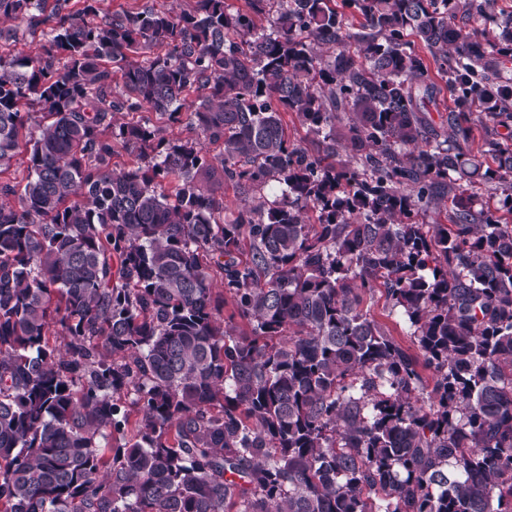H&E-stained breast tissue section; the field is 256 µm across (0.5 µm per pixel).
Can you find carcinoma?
I'll return each instance as SVG.
<instances>
[{"label":"carcinoma","mask_w":512,"mask_h":512,"mask_svg":"<svg viewBox=\"0 0 512 512\" xmlns=\"http://www.w3.org/2000/svg\"><path fill=\"white\" fill-rule=\"evenodd\" d=\"M68 2L0 0V512H512V13ZM100 17L111 16L114 13L123 11L136 12L144 7H154L158 10H168L174 8L175 11H181L190 8L194 0H101ZM284 123L287 125L288 135L296 143L314 153L316 146L312 142V137L308 135L306 128L301 125L295 114H283ZM364 309L368 310L393 338L399 342L407 351L422 359L417 347L412 343L410 330L402 318L391 312V302L386 298L385 292L377 290L373 296L367 297Z\"/></svg>","instance_id":"obj_1"}]
</instances>
